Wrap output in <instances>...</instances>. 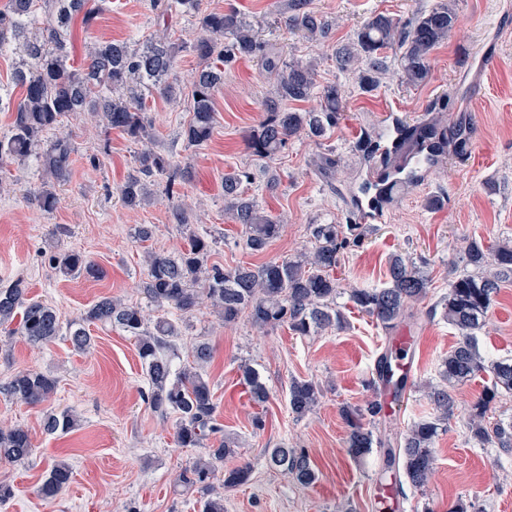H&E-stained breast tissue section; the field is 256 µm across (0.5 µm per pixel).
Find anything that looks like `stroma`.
Instances as JSON below:
<instances>
[{"instance_id": "1", "label": "stroma", "mask_w": 512, "mask_h": 512, "mask_svg": "<svg viewBox=\"0 0 512 512\" xmlns=\"http://www.w3.org/2000/svg\"><path fill=\"white\" fill-rule=\"evenodd\" d=\"M92 2L96 17L91 26L78 20L71 26V60L76 64L101 39L138 44L166 29L172 39L187 43L199 35L194 18L159 17L152 0ZM436 2L310 0V10L338 23L329 41L315 43L288 29L283 0H202L204 10L237 12L258 30L267 50L316 58L319 84H343L339 120L329 136L294 137L274 159L255 161L245 141L272 93L255 60L225 67L224 85L215 95L213 136L202 146L186 148L181 137L190 118L186 93L199 70L190 51L180 52L175 63L182 95L171 102L158 96L150 102L159 148L190 172L181 193L192 226L212 239V261L227 267L303 256L312 249L310 225L348 223L347 199L368 200L367 184L377 174L356 145L369 131L378 134L379 146L387 145L385 111L411 126L454 122L465 137L463 150H449L423 179L398 186L383 208L382 222L345 251L336 270V304L347 317L345 328L297 336L285 327L260 332L244 318L224 324L208 306L183 315L181 333L172 339L175 364L187 365V351L195 342L212 345L208 373L219 420L236 442L234 458L224 464L246 462L252 469L247 484L229 489L223 470L216 471L213 493L223 496L224 512H451L460 501L472 504V512H512V449L480 447L467 429L470 407L490 385V375L455 387V415L435 441L434 472L420 490L396 486L395 474L384 469L379 452L354 461L339 413L345 403L384 401V392L369 389L366 382L374 375L378 355L397 337L408 335L415 339L417 367L406 391L394 398L393 412L371 418L370 426L394 442L431 416L428 388L439 383L440 364L459 339L432 307L464 268L469 238L512 240V0H455L457 30L433 54L423 85L405 84L394 66L366 92L342 81L336 69L337 48L354 41L369 16L384 12L403 20ZM60 129L73 138L77 155L71 180L56 187L59 202L52 213L31 202L42 186L36 159L11 165L6 185L0 186V281L24 278L31 296L55 306L66 324L105 295L159 316L141 283L146 249L173 255L184 244L183 229L170 220L171 200L157 192L147 205L127 209L119 187L134 165L137 145L118 131L94 127L82 113L64 118ZM104 141L109 155L90 165L88 155ZM330 149L338 164L326 172L315 161ZM243 166L254 173L251 197L285 218L280 236L260 254L245 250L240 225L224 211V175ZM57 224L66 228L59 250L82 252L100 270V278H64L49 266L47 233ZM141 224L154 227L146 248L134 237ZM395 253L422 261L430 288L413 306L412 318L387 334L375 319L352 308L348 291L383 287L388 259ZM91 334L95 344L84 353L63 336L40 348L13 336L0 348V383L23 369L51 373L57 379L52 406L72 410L79 424L65 436L47 434L43 406L0 394V424L25 427L33 443L27 461L0 462V482L14 490L0 503V512H200L198 494L183 491L176 476L205 456V449L176 447L175 416H160L147 404L148 382L134 339L101 326L92 327ZM477 341L488 360L512 359V285L495 296ZM244 364L258 371L270 392L264 410L251 405L244 391ZM295 378L313 380L322 389L318 405L300 419L288 409V387ZM258 414L264 420L259 429L252 425ZM282 442L306 451L318 471L316 484L302 487L268 467L266 449ZM58 458L70 463L72 480L59 496L46 500L38 490Z\"/></svg>"}]
</instances>
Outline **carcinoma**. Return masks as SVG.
Returning a JSON list of instances; mask_svg holds the SVG:
<instances>
[{"instance_id":"carcinoma-1","label":"carcinoma","mask_w":512,"mask_h":512,"mask_svg":"<svg viewBox=\"0 0 512 512\" xmlns=\"http://www.w3.org/2000/svg\"><path fill=\"white\" fill-rule=\"evenodd\" d=\"M87 0H8L0 9V51L11 48L20 53L19 66L12 76L20 97L3 93L0 86V111L13 112L8 134L0 137V176L8 167L38 155L46 180L35 196L44 212L56 209L55 185L69 180L77 150L67 135L48 137L64 117L88 112L107 131L117 130L144 149L135 155V167L120 185L125 207L137 209L152 195V187L163 185L171 197L178 195L182 179L180 166L173 157L150 148L156 142L142 100L158 94L168 100L180 95L173 73L175 56L184 46L171 41L167 33L159 34L139 46L125 40L93 44L88 61L77 68L69 64L71 23L82 16L90 25L95 11L86 8ZM201 0H176L164 10L177 7L181 12L199 17L200 36L191 49L202 62L191 88V118L182 131L188 147H198L212 136L215 123V93L224 80L222 64L238 57H258L263 71L276 80L273 96L264 103V115L250 131L248 148L258 160L278 154L289 139L304 133L322 138L336 127L341 94L334 84L317 85L316 64L312 59L293 57L283 60L268 53L251 24L235 12L209 11L200 8ZM44 16H39L38 10ZM285 24L310 40L330 38L331 21L307 8V0H288ZM458 17L454 5L443 3L417 13L406 22L378 13L366 20L351 45L336 51V68L362 85H370L388 69L383 50L390 46L399 52L398 61L404 82L423 83L429 75V60L434 50L448 40ZM318 99L317 107L308 111L288 110L285 101L305 102ZM399 139L414 141L427 149L425 161L433 164L450 143L464 147L461 129L455 126L423 124L396 126ZM247 170H235L224 176L225 211L241 225L245 248L253 254L263 252L277 238L282 220L265 211L253 198L244 196L243 186L251 183ZM172 219L187 231L186 245L178 255L156 251L145 253L146 274L143 293L158 308L170 307L187 314L208 300L226 323L246 317L259 329L287 327L299 336H313L328 329L340 330L345 324L336 308L339 285L334 271L341 253L355 245L366 233L365 224H312L313 250L300 260L270 261L261 265L242 263L224 267L209 262L212 241L191 229L184 206L173 202ZM49 263L56 273L67 276L95 277L99 270L78 251L53 252ZM388 282L383 288H352L348 297L362 313L375 319L383 329L394 330L407 315L412 304L428 294L427 276L411 258L394 255L389 260ZM512 281V244L502 242L487 246L471 239L465 247V269L448 283V295L440 301L443 316L458 331L460 338L448 352L440 367L441 383L430 387L428 396L434 416L415 423L400 441L399 447L374 435L365 416L380 413L378 403L366 407L346 406L342 415L348 427L346 448L349 456L360 461L376 446L383 448L386 468H395L410 486L422 489L434 470L433 445L442 424L454 415L455 399L451 388L479 373L492 376L472 404L468 430L470 437L484 448H512V423L489 420L490 413L505 394H512V362L485 363L475 336L485 325L493 297L503 284ZM109 326L132 337L149 391L147 401L161 416L179 415L174 441L180 448H205L207 458L182 470L179 482L188 491L199 494L202 512H224V498L211 492L209 479L215 464L235 454L224 441V427L217 419L206 367L213 357L209 343L200 341L191 350L192 365L179 371L173 368L171 338L179 335L178 323L159 316L153 323L142 308L118 298L102 296L67 329L52 305L29 295V286L19 277L0 283V327L10 336L18 335L33 346L48 343L64 334L72 347L86 351L92 347L89 325ZM391 352L377 359L376 377L369 386L391 382L404 386V379L393 380ZM244 380L251 400L262 405L269 391L259 375L244 370ZM57 380L36 370L15 372L0 387V393L39 405L51 400ZM321 388L312 380L293 379L288 387V404L292 414L301 419L319 403ZM78 425L69 410H51L43 427L49 434H64ZM28 430L19 425L0 426V460L21 462L31 455ZM267 462L290 476L301 486L316 483L318 474L303 450L281 443L266 450ZM247 464L224 471V487L233 488L249 481ZM71 466L60 459L54 462L40 487L45 499L55 498L71 481Z\"/></svg>"}]
</instances>
